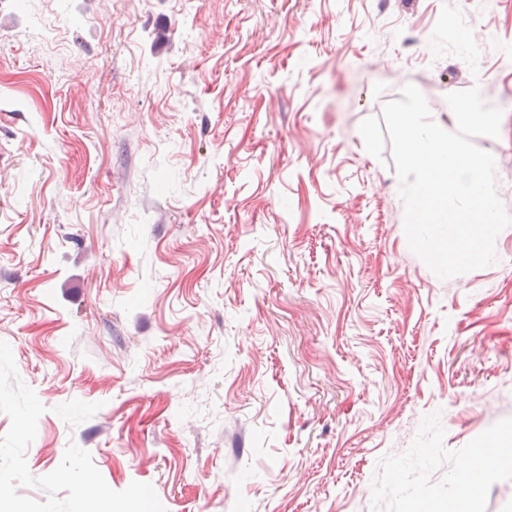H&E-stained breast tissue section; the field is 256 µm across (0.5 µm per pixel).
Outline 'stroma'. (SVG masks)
<instances>
[{"label": "stroma", "instance_id": "obj_1", "mask_svg": "<svg viewBox=\"0 0 512 512\" xmlns=\"http://www.w3.org/2000/svg\"><path fill=\"white\" fill-rule=\"evenodd\" d=\"M409 83L501 110L512 212V0H0V512H444L512 436V227L410 251Z\"/></svg>", "mask_w": 512, "mask_h": 512}]
</instances>
